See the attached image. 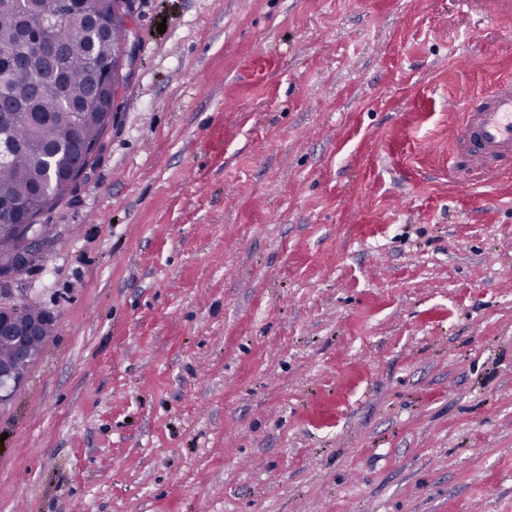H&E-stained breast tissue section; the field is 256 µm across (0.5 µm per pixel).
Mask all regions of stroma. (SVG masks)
I'll return each instance as SVG.
<instances>
[{
    "label": "stroma",
    "instance_id": "35a3bbf8",
    "mask_svg": "<svg viewBox=\"0 0 512 512\" xmlns=\"http://www.w3.org/2000/svg\"><path fill=\"white\" fill-rule=\"evenodd\" d=\"M165 33H158V24ZM106 149L17 283L54 333L0 512H512V78L490 0H137ZM465 120L456 129L457 148L477 162L512 158V80L467 103Z\"/></svg>",
    "mask_w": 512,
    "mask_h": 512
}]
</instances>
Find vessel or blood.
I'll return each instance as SVG.
<instances>
[{
    "label": "vessel or blood",
    "mask_w": 512,
    "mask_h": 512,
    "mask_svg": "<svg viewBox=\"0 0 512 512\" xmlns=\"http://www.w3.org/2000/svg\"><path fill=\"white\" fill-rule=\"evenodd\" d=\"M456 138L458 149L475 161L512 158V80L498 83L476 103L466 104Z\"/></svg>",
    "instance_id": "1"
}]
</instances>
